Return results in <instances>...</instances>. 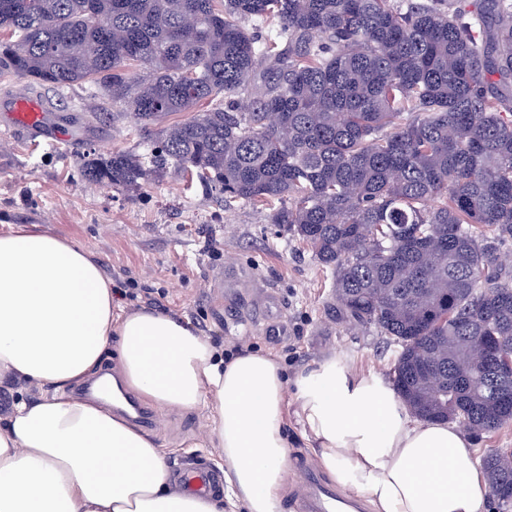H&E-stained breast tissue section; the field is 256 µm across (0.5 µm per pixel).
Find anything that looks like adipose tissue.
<instances>
[{
	"mask_svg": "<svg viewBox=\"0 0 512 512\" xmlns=\"http://www.w3.org/2000/svg\"><path fill=\"white\" fill-rule=\"evenodd\" d=\"M112 346L126 389L142 401L208 411L209 443L224 452L223 496L175 489L150 435L72 395ZM2 378L41 395L0 422V512H279L292 416L323 470L370 512L488 508L470 434L413 418L382 375L333 355L292 380L262 351L222 358L178 318L120 310L91 253L50 234L0 233Z\"/></svg>",
	"mask_w": 512,
	"mask_h": 512,
	"instance_id": "ef3b65f1",
	"label": "adipose tissue"
}]
</instances>
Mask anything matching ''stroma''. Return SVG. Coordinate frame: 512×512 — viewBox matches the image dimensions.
<instances>
[{
	"label": "stroma",
	"mask_w": 512,
	"mask_h": 512,
	"mask_svg": "<svg viewBox=\"0 0 512 512\" xmlns=\"http://www.w3.org/2000/svg\"><path fill=\"white\" fill-rule=\"evenodd\" d=\"M21 89L41 101L51 130L86 103L82 89L49 90L9 74L0 76V103ZM70 132L54 146L10 126L0 111V231L22 226L78 241L121 285L122 310L165 312L224 352L264 351L292 377L330 355L355 372L390 375L394 346L374 327L349 321L331 294V270L298 237L270 223L268 208L225 206L203 183L182 177L138 191L86 180L80 175L85 156L139 147L146 134L132 119L106 115ZM227 267L245 272L240 288L216 287ZM262 290L277 298L286 335H270L256 322L252 299ZM158 413L149 433L169 469L186 460L219 468L223 452L207 445L206 412L162 407ZM316 464L298 426L289 424L280 512H297L302 469Z\"/></svg>",
	"instance_id": "35a3bbf8"
}]
</instances>
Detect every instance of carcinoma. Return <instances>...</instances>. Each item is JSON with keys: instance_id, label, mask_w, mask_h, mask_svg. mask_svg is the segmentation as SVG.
Returning a JSON list of instances; mask_svg holds the SVG:
<instances>
[{"instance_id": "cac0c4a2", "label": "carcinoma", "mask_w": 512, "mask_h": 512, "mask_svg": "<svg viewBox=\"0 0 512 512\" xmlns=\"http://www.w3.org/2000/svg\"><path fill=\"white\" fill-rule=\"evenodd\" d=\"M5 71L94 87L73 123L109 104L148 132L85 158V179L190 172L268 207L346 316L398 346L414 415L477 437L512 421L486 352L512 359V0H0ZM482 469L512 489V448Z\"/></svg>"}]
</instances>
